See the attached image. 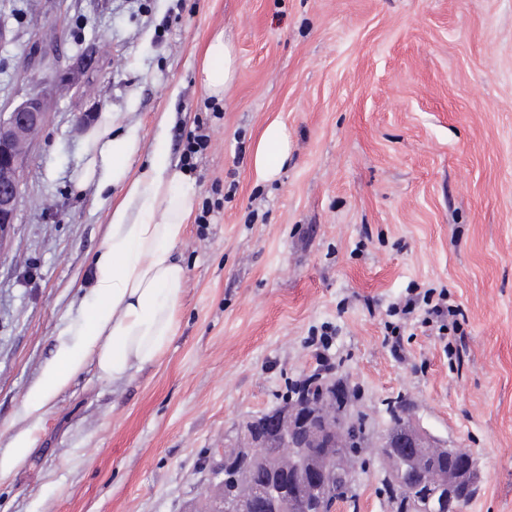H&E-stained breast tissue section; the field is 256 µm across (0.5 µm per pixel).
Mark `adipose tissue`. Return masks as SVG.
Segmentation results:
<instances>
[{
  "instance_id": "1",
  "label": "adipose tissue",
  "mask_w": 512,
  "mask_h": 512,
  "mask_svg": "<svg viewBox=\"0 0 512 512\" xmlns=\"http://www.w3.org/2000/svg\"><path fill=\"white\" fill-rule=\"evenodd\" d=\"M237 70L232 44L223 33L213 34L199 72L201 85L210 96L223 98ZM112 124L111 112L96 115L78 181L120 186L124 194L112 207L95 257L81 323L73 339L58 340L26 399L25 415L36 423L88 362H95L101 379L118 382L158 362L177 333L186 271L175 251L195 207L196 184L172 161L165 130L156 133L148 164L136 169L137 136L113 133ZM287 158V133L280 123H270L251 156L257 177L275 179Z\"/></svg>"
}]
</instances>
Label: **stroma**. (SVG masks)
I'll use <instances>...</instances> for the list:
<instances>
[{
  "label": "stroma",
  "mask_w": 512,
  "mask_h": 512,
  "mask_svg": "<svg viewBox=\"0 0 512 512\" xmlns=\"http://www.w3.org/2000/svg\"><path fill=\"white\" fill-rule=\"evenodd\" d=\"M0 21L1 111L40 89L34 41L61 69L94 56L82 90L48 97L0 252V455L37 439L0 512H187L225 433L323 363L369 427L356 497L333 512H390L376 445L397 400L472 453L465 512H512V0H0ZM218 31L238 61L221 100L198 80ZM106 109L139 164L169 114L195 179L179 326L159 364L118 384L87 368L35 425L25 401L81 321L123 193L74 181L81 116ZM275 120L289 156L264 181L251 155ZM413 288L460 310L461 359L445 350L460 338L415 319L403 357L385 345Z\"/></svg>",
  "instance_id": "1"
}]
</instances>
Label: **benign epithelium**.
I'll return each mask as SVG.
<instances>
[{
  "label": "benign epithelium",
  "mask_w": 512,
  "mask_h": 512,
  "mask_svg": "<svg viewBox=\"0 0 512 512\" xmlns=\"http://www.w3.org/2000/svg\"><path fill=\"white\" fill-rule=\"evenodd\" d=\"M89 68L74 63L41 78L43 89L27 95L9 112L0 113V252L6 247L21 196V173L27 162L30 137L48 119L47 88L79 90ZM320 400L307 404L293 399L252 416L224 439L221 466L210 478L201 508L188 512H324L331 481L340 473L354 474L357 461L350 450L341 407L351 401L331 374L318 377ZM377 454L392 484L407 492L411 512H463L458 494L481 480L472 454L449 448L410 417L396 432L385 434ZM459 456L457 466L437 464L439 455ZM257 460L271 473L263 487L252 482L242 460Z\"/></svg>",
  "instance_id": "benign-epithelium-1"
}]
</instances>
